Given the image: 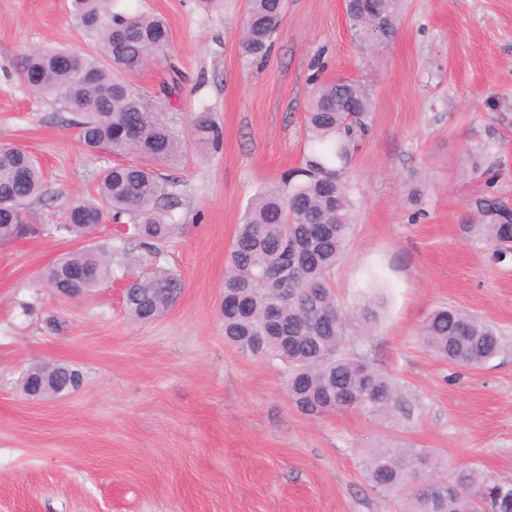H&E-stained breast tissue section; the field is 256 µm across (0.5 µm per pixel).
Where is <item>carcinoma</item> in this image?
I'll return each instance as SVG.
<instances>
[{
	"instance_id": "obj_1",
	"label": "carcinoma",
	"mask_w": 512,
	"mask_h": 512,
	"mask_svg": "<svg viewBox=\"0 0 512 512\" xmlns=\"http://www.w3.org/2000/svg\"><path fill=\"white\" fill-rule=\"evenodd\" d=\"M287 0H245L241 48L244 57L266 59ZM401 0H346L345 14L355 39L375 52L396 35ZM71 14L95 29L92 53L66 48L22 56L20 75L30 90L53 98L72 114L79 139L90 150H108L132 163L107 168L95 200L76 198L69 213L75 223L56 231L83 233L106 218L128 217L129 230L108 249L103 245L65 254L46 268L48 285L64 286L70 267L84 271L83 294L125 270L128 246L160 257L172 234L170 193L161 170L179 160L188 142L161 118L162 103L151 100L127 76L164 53L171 31L164 18L112 9V0H71ZM369 90L340 78L314 92L306 125L311 143L303 167L260 191L245 208L231 242L224 277V339L242 352L262 354L285 367L288 396L308 414L360 411L382 419L398 407L392 378L366 359L345 350L350 329L371 332L377 304L353 310L337 302L332 274L351 238L359 189L351 177L354 154L371 129ZM37 159L8 143L0 144V242L22 234L16 215L29 225L26 207L44 195ZM479 229L491 253L512 247V214L495 197L475 201ZM182 290L180 276L156 267L135 278L124 303L141 322L163 315ZM278 323L270 329L269 315ZM422 344L452 365L479 367L499 349L494 326L476 315L442 307L428 315L419 332ZM53 383H70L78 370L56 363L27 369ZM441 461L425 450L383 448L370 454L365 476L379 492L400 493L411 486L410 512H512V483L474 469L437 478Z\"/></svg>"
}]
</instances>
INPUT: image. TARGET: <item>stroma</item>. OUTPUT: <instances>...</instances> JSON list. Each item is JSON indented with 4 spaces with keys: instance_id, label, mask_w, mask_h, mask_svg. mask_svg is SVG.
Masks as SVG:
<instances>
[{
    "instance_id": "35a3bbf8",
    "label": "stroma",
    "mask_w": 512,
    "mask_h": 512,
    "mask_svg": "<svg viewBox=\"0 0 512 512\" xmlns=\"http://www.w3.org/2000/svg\"><path fill=\"white\" fill-rule=\"evenodd\" d=\"M163 16L164 54L131 74L163 102L193 146L165 167L176 229L163 264L183 291L149 323L126 312L117 280L68 299L42 271L62 255L111 244L119 228L58 235L74 197L91 200L112 154L91 153L69 113L31 95L22 54L91 50L70 0H0V143L39 161L44 229L0 244V512H405L372 489L363 461L401 445L512 481V259L495 261L470 224L477 198L512 204V0H406L394 39L357 48L343 0H288L270 56L241 55L244 0H117ZM348 78L373 96L371 130L354 157L361 207L334 287L353 308L379 298L377 329H352L347 350L390 373L400 406L314 417L291 402L279 364L224 339L225 258L256 192L301 166L318 84ZM219 145L196 144L199 120ZM486 145L493 184L466 154ZM440 306L500 334L481 367L436 358L420 327ZM62 362L82 387L52 401L19 390L23 371Z\"/></svg>"
}]
</instances>
